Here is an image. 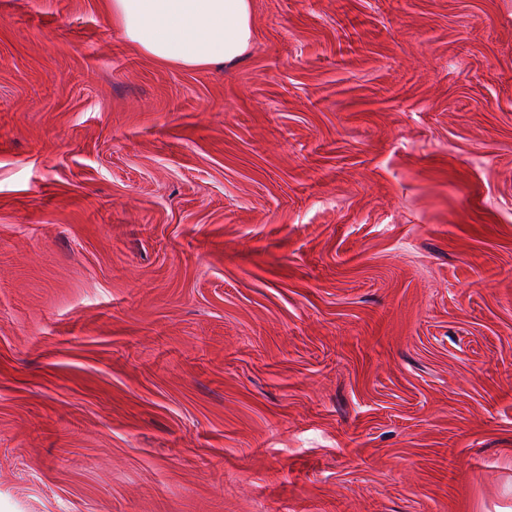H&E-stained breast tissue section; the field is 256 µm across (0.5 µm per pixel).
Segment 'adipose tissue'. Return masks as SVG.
I'll use <instances>...</instances> for the list:
<instances>
[{
	"label": "adipose tissue",
	"mask_w": 512,
	"mask_h": 512,
	"mask_svg": "<svg viewBox=\"0 0 512 512\" xmlns=\"http://www.w3.org/2000/svg\"><path fill=\"white\" fill-rule=\"evenodd\" d=\"M103 8L131 44L167 66L235 63L254 35L251 0H103Z\"/></svg>",
	"instance_id": "obj_1"
}]
</instances>
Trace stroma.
<instances>
[{
  "label": "stroma",
  "instance_id": "stroma-1",
  "mask_svg": "<svg viewBox=\"0 0 512 512\" xmlns=\"http://www.w3.org/2000/svg\"><path fill=\"white\" fill-rule=\"evenodd\" d=\"M252 21L0 0V512H512V0ZM103 8L131 44L167 66L235 63L254 35L251 0H104Z\"/></svg>",
  "mask_w": 512,
  "mask_h": 512
}]
</instances>
